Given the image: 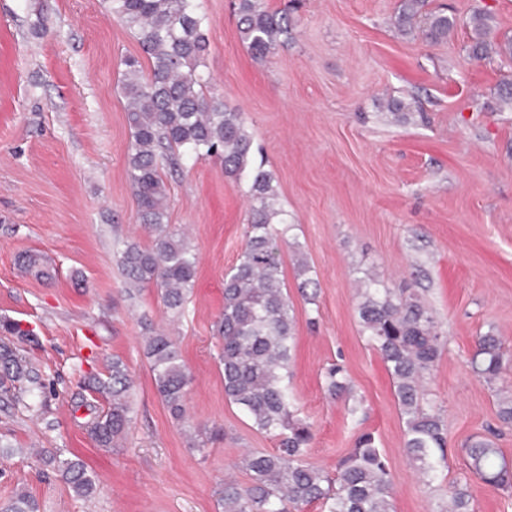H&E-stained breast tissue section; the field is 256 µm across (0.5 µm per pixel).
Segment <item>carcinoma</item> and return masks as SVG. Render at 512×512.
Returning a JSON list of instances; mask_svg holds the SVG:
<instances>
[{
  "instance_id": "1",
  "label": "carcinoma",
  "mask_w": 512,
  "mask_h": 512,
  "mask_svg": "<svg viewBox=\"0 0 512 512\" xmlns=\"http://www.w3.org/2000/svg\"><path fill=\"white\" fill-rule=\"evenodd\" d=\"M113 18L136 36L150 63L144 73L135 58L124 61L121 82L126 118L131 131L128 165L137 201V214L153 237L143 247L124 242L116 250L129 297L154 284L160 288L166 309L180 316L197 274V254L188 241L170 229L164 167L210 157L224 163L225 173L246 186L251 219L238 263L224 275V310L216 323L223 342L220 362L224 395L238 406L259 430L277 439L273 453H250L244 458L251 484L224 481V512H290L319 502L324 512H392V477L387 460L376 447L372 433L358 438L356 447L338 464L331 478L307 465L303 458L313 439L310 424L294 415L295 397L288 385V366L294 347L295 316L281 271V251L300 245L290 241L291 215L279 203L272 170L253 160V139L243 113L225 108L208 97L210 76L205 72L210 20L202 0H110ZM426 0H401L398 27L406 32L422 29L437 43L448 38L456 20L441 11L426 12ZM240 37L253 56L266 58L288 42L293 22L286 12H271L264 0H237ZM490 17L480 9L468 17L473 37L468 55L485 60L494 55L512 60V39L489 38ZM27 267L34 277L50 280L56 268L30 255ZM357 313L368 341L380 353L392 377L395 395L405 417V448L422 476L432 475L447 445L441 418L429 410L425 398L426 375L438 360L442 336L430 309L421 299L390 288L377 275L360 280ZM0 407L19 405L37 415L45 403L27 397L46 389L43 374L27 361L10 337L23 341L32 332L17 321H0ZM154 387L169 414L181 421L186 413L189 375L176 344L162 331L145 339ZM503 364L502 339L490 333L478 337L471 359L472 371L491 382ZM327 392L338 397L349 390L342 367L334 364L326 375ZM93 390L109 403L105 412H93L86 422L90 438L110 450L129 423V397L133 382L125 362L116 357L108 377L93 379ZM470 467L484 481L512 486V467L488 439L467 448ZM40 462L68 484L80 497L91 496L94 477L78 456L45 450ZM471 496L459 486L451 491L450 512H471ZM0 512H40L28 492L15 494L0 504Z\"/></svg>"
}]
</instances>
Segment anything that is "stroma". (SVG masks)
Instances as JSON below:
<instances>
[{
	"label": "stroma",
	"mask_w": 512,
	"mask_h": 512,
	"mask_svg": "<svg viewBox=\"0 0 512 512\" xmlns=\"http://www.w3.org/2000/svg\"><path fill=\"white\" fill-rule=\"evenodd\" d=\"M265 4L288 11L293 31L258 60L231 0H203L205 63L209 95L243 113L297 225L300 249L282 259L296 319L290 383L314 433L305 461L335 472L370 432L389 461L394 512H446L457 485L473 512H512V487L481 480L466 453L494 429L512 462V426L497 415L500 390L512 391V110L496 96L512 60L470 59L472 32L462 25L482 9L493 39L512 37V0H427L461 22L436 45L396 29L399 0ZM142 55L109 0H0V317L33 330L23 350L48 383L44 415L0 409V439L14 450L0 458V501L25 491L41 512H223L225 480L251 482L243 456L276 448L224 396L215 323L249 204L220 160L166 178L168 223L199 258L184 315L169 318L155 287L133 299L125 292L117 244L151 243L137 221L120 93L124 60ZM395 101L405 118L391 114ZM28 252L54 261L53 281L21 272ZM300 255L318 284L312 304L299 291ZM367 272L418 293L443 335L426 397L444 422L447 457L429 478L406 454L391 376L359 322L356 282ZM158 327L174 337L190 376L182 422L158 397L145 355L144 338ZM490 330L504 353L491 384L470 365ZM115 357L134 382L131 422L107 452L88 436L79 403L107 409L88 380L107 377ZM334 364L351 388L335 399L324 381ZM41 448L83 459L94 495L44 474Z\"/></svg>",
	"instance_id": "obj_1"
}]
</instances>
